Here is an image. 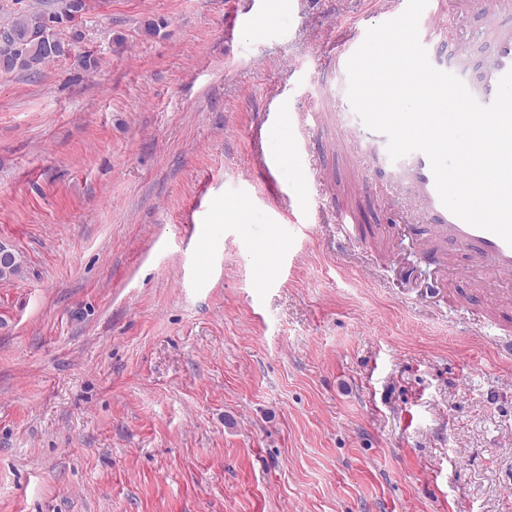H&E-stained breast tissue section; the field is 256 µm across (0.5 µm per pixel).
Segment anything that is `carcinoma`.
<instances>
[{
    "label": "carcinoma",
    "instance_id": "carcinoma-1",
    "mask_svg": "<svg viewBox=\"0 0 512 512\" xmlns=\"http://www.w3.org/2000/svg\"><path fill=\"white\" fill-rule=\"evenodd\" d=\"M55 2L57 8L51 13L25 5L23 0H13L9 9L0 6V64L5 65V72L36 73L47 62L69 56L68 44L57 37L55 28L82 15L87 0ZM22 272V256L15 251L11 262L0 267V279H16Z\"/></svg>",
    "mask_w": 512,
    "mask_h": 512
}]
</instances>
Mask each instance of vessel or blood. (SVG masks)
I'll return each mask as SVG.
<instances>
[{
    "mask_svg": "<svg viewBox=\"0 0 512 512\" xmlns=\"http://www.w3.org/2000/svg\"><path fill=\"white\" fill-rule=\"evenodd\" d=\"M371 4L373 23L379 25L401 15L408 0H371ZM459 9L489 15L490 23L482 36L493 47L494 61L480 69L478 82L470 89L480 104L488 105L496 97L499 79L512 70V0H428L419 19V40L430 64L443 72L448 69L444 48L461 38L459 30L448 25L447 18ZM367 31L368 26L356 22L345 26V39L337 44L327 66L338 74H346L347 63ZM347 143L353 144L359 154L385 161L393 169L400 191L397 210L401 222L426 227L425 235L414 240L417 251L444 266L449 261L444 247L449 244L462 254L464 272H487L494 278L512 281V246L492 232L469 225L443 205L424 153L413 152L391 160L386 136L361 122L341 124L338 138L329 142L327 148L337 151Z\"/></svg>",
    "mask_w": 512,
    "mask_h": 512,
    "instance_id": "vessel-or-blood-1",
    "label": "vessel or blood"
}]
</instances>
